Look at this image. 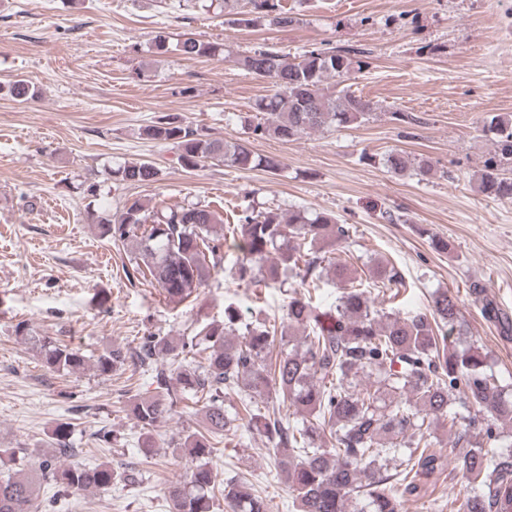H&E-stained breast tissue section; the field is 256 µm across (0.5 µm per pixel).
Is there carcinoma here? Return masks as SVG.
I'll list each match as a JSON object with an SVG mask.
<instances>
[{
	"instance_id": "cac0c4a2",
	"label": "carcinoma",
	"mask_w": 512,
	"mask_h": 512,
	"mask_svg": "<svg viewBox=\"0 0 512 512\" xmlns=\"http://www.w3.org/2000/svg\"><path fill=\"white\" fill-rule=\"evenodd\" d=\"M238 15L235 22L244 25L297 22L280 0H245ZM177 51L189 59L224 54L221 45L195 37L184 38ZM234 65L275 87L254 103L255 115L245 121L254 139L290 141L347 128L378 110L347 87L329 90L328 80L339 85L363 70L365 62L353 50L322 43L292 58L260 48L237 55ZM6 93L26 102L38 89L19 78ZM482 132L492 151L479 171L477 191L512 199V178L503 174L512 164V116L487 115ZM142 134L171 145L189 170L208 162L271 173L281 166L274 157L255 154L247 141L214 138L178 114L158 117ZM384 164L421 180L434 173L429 159L399 151L385 155ZM112 177L142 183L156 180L158 170L150 162L125 163L112 169ZM230 229L236 252L230 273L239 286L257 295L290 279L298 282L284 316L255 318L229 305L223 319L179 342L144 336L133 349L112 346L94 359L105 376L129 363L152 373V394L129 408L145 435L146 458L154 451L152 432L176 412L178 401L190 396L201 404L202 429L180 447L190 471L167 488L168 512H212L219 495L227 512H270L264 497L242 482L221 480L211 464L214 441L233 435L243 420L265 440L296 512H403L405 501L419 495L422 480L448 468V455L434 450L432 430L445 420L455 429L450 452L475 485L456 500L455 512H512V450H498L500 425H512V386L488 370V355L479 345H461L466 329L457 296L437 291L429 309L404 317L377 308L350 265L323 252L321 244L350 238V227L327 212L246 209ZM102 232L129 252L127 278L149 281L174 303L207 285L230 240L210 203L149 207L135 201L112 215ZM373 276L403 284L389 262L378 264ZM328 282L342 292L335 307L323 310L312 293ZM472 293L482 301L483 317L512 333V319L484 298L483 286L474 284ZM14 333L50 372L76 373L88 363L80 349L40 335L25 321ZM232 394L240 406L228 408L224 398ZM282 406L294 409L295 419L282 415ZM70 434L69 423L58 424L55 447L35 457L26 448H0V462L13 465L0 477V512H38L37 489L43 484L81 491L137 481L133 468L62 464L73 455Z\"/></svg>"
}]
</instances>
